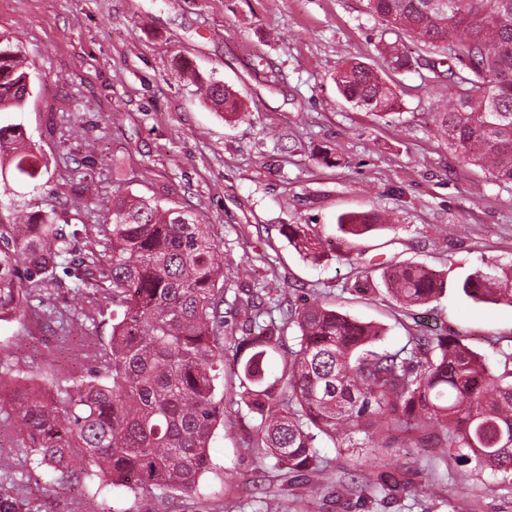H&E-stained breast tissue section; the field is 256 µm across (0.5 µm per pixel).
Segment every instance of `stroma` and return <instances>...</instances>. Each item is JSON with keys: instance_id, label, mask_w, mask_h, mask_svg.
<instances>
[{"instance_id": "35a3bbf8", "label": "stroma", "mask_w": 512, "mask_h": 512, "mask_svg": "<svg viewBox=\"0 0 512 512\" xmlns=\"http://www.w3.org/2000/svg\"><path fill=\"white\" fill-rule=\"evenodd\" d=\"M366 0H0V32L20 40L35 64V90L17 113L28 135L63 171L80 178L86 199L113 189L203 212L224 250L226 300L238 286L279 280L282 294L263 305L281 317L289 305L319 297L385 328L381 348L438 327L495 358L512 346V307L473 302L458 292L467 274L512 266V186L490 181L438 135L433 114L450 91L446 65L402 36L412 68L388 69L383 27ZM355 58L377 70L398 96L395 113L352 108L334 76ZM223 81L247 115L226 122L205 103L185 69ZM376 211L392 227L319 264L302 260L280 233L309 224L324 240L337 219ZM389 259L446 276L445 295L412 311L386 292ZM369 270L367 291L354 287ZM0 361L27 374L85 372L57 338L55 324L28 318L0 323ZM238 381L224 370V411L234 431L218 429L211 469L198 492L168 503L127 489L106 495L107 512H258L257 486L281 512H512V485L485 476L459 483L464 469L433 448L376 453L399 488L392 498L364 492L342 508L322 485L309 505L305 479H284L273 464L257 469L247 450L251 419L237 405ZM95 484L38 469L14 481L0 473V497L17 512H85Z\"/></svg>"}]
</instances>
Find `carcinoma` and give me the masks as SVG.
Here are the masks:
<instances>
[{"label": "carcinoma", "mask_w": 512, "mask_h": 512, "mask_svg": "<svg viewBox=\"0 0 512 512\" xmlns=\"http://www.w3.org/2000/svg\"><path fill=\"white\" fill-rule=\"evenodd\" d=\"M366 10L395 36L409 34L428 51L457 60L448 79L457 97L435 112L436 129L466 163L492 181L512 185V0H366ZM388 66H412L398 42L382 44ZM33 61L23 44L0 34V321L27 317L79 331V353L93 364L85 375L44 384L11 367L0 383L16 384L0 402V433H15L23 468L65 473L81 462L98 493L129 488L165 502L198 490L209 470V448L224 425V350L233 351L239 400L253 423L247 448L257 465L270 458L282 476L328 472L318 440L336 448H437L491 481L512 484V348L495 362L459 336L408 337L407 346L376 350L382 328L314 298L283 318H262L273 289L240 288L233 309L242 335L224 345V253L200 211L167 205L121 189L112 191L104 223L98 209L71 208L54 183L48 198L18 210L9 180L53 178L49 159L13 114L25 110ZM204 100L227 121L245 116L238 94L215 80L193 77ZM336 87L354 107L378 114L396 109L397 94L375 70L347 61ZM386 227L381 215L339 218L349 242ZM282 235L303 258L318 261L324 242L307 224H284ZM86 304L68 313L47 309L44 291L62 286L57 271ZM383 284L401 307L438 299L441 273L394 259ZM463 294L475 302L512 306V267L491 265L468 275ZM112 308L108 337L98 316ZM297 336L287 346V329ZM282 357L281 374L267 373ZM362 433L360 444L355 435ZM365 487L392 490L388 475L336 480V501Z\"/></svg>", "instance_id": "carcinoma-1"}]
</instances>
